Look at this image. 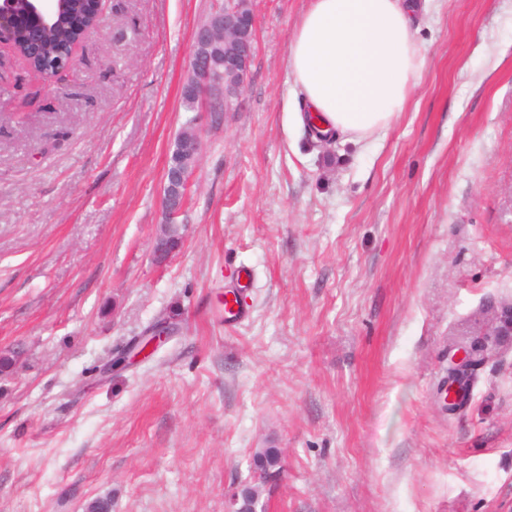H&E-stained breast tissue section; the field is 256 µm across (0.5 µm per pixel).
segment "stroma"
<instances>
[{
  "label": "stroma",
  "instance_id": "1",
  "mask_svg": "<svg viewBox=\"0 0 512 512\" xmlns=\"http://www.w3.org/2000/svg\"><path fill=\"white\" fill-rule=\"evenodd\" d=\"M213 5L104 0L52 80L0 48V512H224L256 448L282 455L265 512H512V344L462 410L436 393L449 344L512 304V0H430L423 77L361 144L288 121L307 0H255L236 107L185 112ZM190 121L187 236L160 266ZM201 150L202 133L195 126L183 130L174 141L164 176L162 206L165 220L163 224L157 225L152 249L153 260L157 265L168 263L183 246L185 234L176 237L171 234L170 227L181 225L174 224V219L184 207L186 190L199 162ZM168 176L177 186L167 182ZM173 188L177 190L178 196L174 194Z\"/></svg>",
  "mask_w": 512,
  "mask_h": 512
}]
</instances>
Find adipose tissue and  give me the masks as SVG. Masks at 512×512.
I'll return each instance as SVG.
<instances>
[{"label":"adipose tissue","mask_w":512,"mask_h":512,"mask_svg":"<svg viewBox=\"0 0 512 512\" xmlns=\"http://www.w3.org/2000/svg\"><path fill=\"white\" fill-rule=\"evenodd\" d=\"M419 0H309L287 66L321 133L362 141L406 110L425 66L413 35Z\"/></svg>","instance_id":"obj_1"}]
</instances>
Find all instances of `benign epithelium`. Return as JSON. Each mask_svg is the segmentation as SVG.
<instances>
[{"instance_id": "benign-epithelium-1", "label": "benign epithelium", "mask_w": 512, "mask_h": 512, "mask_svg": "<svg viewBox=\"0 0 512 512\" xmlns=\"http://www.w3.org/2000/svg\"><path fill=\"white\" fill-rule=\"evenodd\" d=\"M26 12L16 9L17 0H0V45L12 44L17 30L27 31L26 51L36 55L40 49L39 20L51 11L64 10V0H27ZM206 21L193 33V51L189 61V75L195 108L214 114L229 112L245 89L256 42V16L253 0H218ZM75 66V53L57 61L40 74L52 79ZM202 150V133L198 128L182 131L174 141L165 176L170 181L163 185L162 206L164 223L157 225L152 256L158 265L168 263L182 248L185 236L171 234L170 227L181 213L190 179L197 167ZM268 453L266 448L252 452L253 478L232 487L225 494V512H258L259 492L254 484L277 474L269 467L260 470Z\"/></svg>"}]
</instances>
